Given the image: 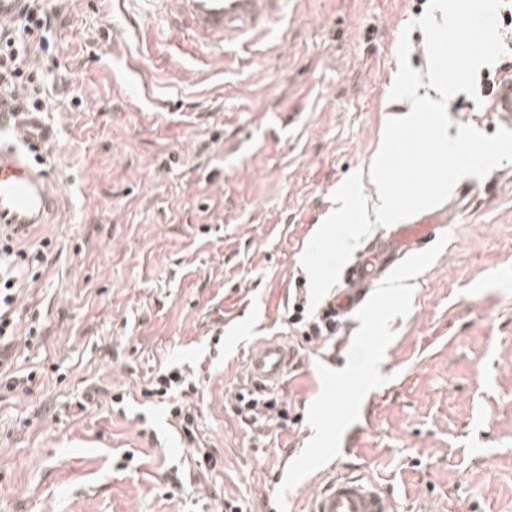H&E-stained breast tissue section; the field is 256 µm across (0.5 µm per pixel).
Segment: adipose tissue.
Segmentation results:
<instances>
[{
	"label": "adipose tissue",
	"instance_id": "1",
	"mask_svg": "<svg viewBox=\"0 0 512 512\" xmlns=\"http://www.w3.org/2000/svg\"><path fill=\"white\" fill-rule=\"evenodd\" d=\"M429 48L432 66L427 73L428 94L409 101L405 110L386 116L377 146L360 173L359 181L371 186V195L355 205L349 204L347 195H339L338 206L321 229L322 236L335 239L340 252L355 249L361 225L403 220L408 210L430 207L448 189L443 168L449 149L457 147L460 140L448 130V62L439 35H432ZM405 141L416 147L424 142L433 145L428 176L397 181L398 147Z\"/></svg>",
	"mask_w": 512,
	"mask_h": 512
}]
</instances>
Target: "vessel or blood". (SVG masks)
<instances>
[{"mask_svg": "<svg viewBox=\"0 0 512 512\" xmlns=\"http://www.w3.org/2000/svg\"><path fill=\"white\" fill-rule=\"evenodd\" d=\"M152 13L170 35H190L208 54L236 52L260 37L273 34L285 15V0H148ZM476 46L482 53L495 49L492 38L466 23L448 26V50ZM488 109L499 122L512 127V76L502 78ZM51 130L40 113L18 112L0 104V225L23 229L46 223L60 207L31 151L50 139ZM446 219L437 211L388 230L371 240L364 254L345 272L343 287L333 307L338 318L373 311L368 293L373 284L403 270L405 263L428 255L443 234ZM296 352L269 340L247 354L245 389L253 393L271 389L286 377ZM352 423L339 437L336 448L323 451L301 443L284 458L277 483L302 489L314 486L306 512H399L400 505L370 478L339 473L338 460L359 430Z\"/></svg>", "mask_w": 512, "mask_h": 512, "instance_id": "vessel-or-blood-1", "label": "vessel or blood"}]
</instances>
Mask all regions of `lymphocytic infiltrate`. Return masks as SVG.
Here are the masks:
<instances>
[{"label": "lymphocytic infiltrate", "instance_id": "lymphocytic-infiltrate-1", "mask_svg": "<svg viewBox=\"0 0 512 512\" xmlns=\"http://www.w3.org/2000/svg\"><path fill=\"white\" fill-rule=\"evenodd\" d=\"M57 18L58 13L48 0H24L17 19L0 24V94L11 96L13 104L23 111L41 112L47 107L44 71L31 65L29 56L35 51L49 59L57 53L58 47L52 39ZM30 236L27 230L0 228V362L11 359L16 337H23L28 348L37 347L43 341L39 322H30L21 335L15 319L26 275L41 267L47 258L41 246L30 243ZM286 324L310 344L320 345L336 338L335 326L323 323L319 312L311 309L304 296L293 302ZM197 391V381L183 367L169 366L151 378L143 395L165 405L184 444L191 448L196 465L211 471L216 469L218 459L198 443L195 407L190 400ZM231 408L246 424L288 418L283 403L271 394L251 400L235 395Z\"/></svg>", "mask_w": 512, "mask_h": 512}]
</instances>
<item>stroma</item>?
<instances>
[{"label":"stroma","mask_w":512,"mask_h":512,"mask_svg":"<svg viewBox=\"0 0 512 512\" xmlns=\"http://www.w3.org/2000/svg\"><path fill=\"white\" fill-rule=\"evenodd\" d=\"M57 6L43 170L63 206L32 234L50 254L20 313L44 341L16 344L14 366L43 374L33 394L0 396V512H213L227 497L260 512L284 456L315 437L312 415L343 423L366 395L340 472L363 470L400 512H512V130L481 86L512 45L448 59V124L476 136L448 184L475 191L399 288L378 286L377 318L348 319L377 337L382 373L315 394L303 350L276 388L289 422L248 426L225 399L258 341L301 345L283 320L295 279L319 306L385 230L362 225L350 253L317 239L407 103L396 76L425 72L438 0H288L281 38L218 58L160 37L140 0ZM169 365L198 376L200 440L220 460L173 500L170 469L191 451L142 397Z\"/></svg>","instance_id":"1"}]
</instances>
